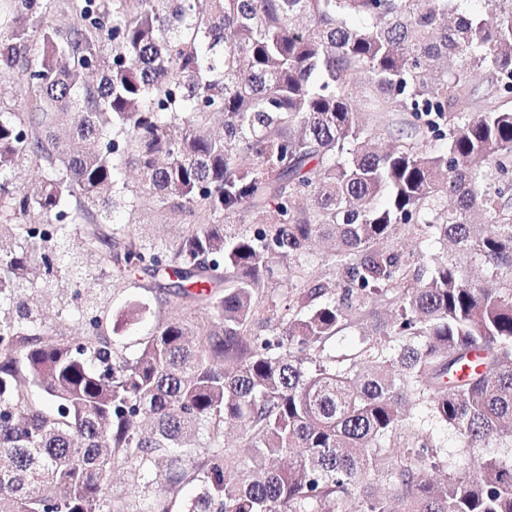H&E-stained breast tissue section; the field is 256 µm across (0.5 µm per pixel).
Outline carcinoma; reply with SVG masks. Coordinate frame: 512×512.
<instances>
[{"label": "carcinoma", "instance_id": "1", "mask_svg": "<svg viewBox=\"0 0 512 512\" xmlns=\"http://www.w3.org/2000/svg\"><path fill=\"white\" fill-rule=\"evenodd\" d=\"M137 2L0 0V81L23 103L0 111V512H134L106 492L115 470L172 490L142 512H512V452L437 480L404 415L418 401L463 447L512 449V109L468 115L484 73L512 94V0ZM360 75L368 111L422 118L411 136L443 149L376 152ZM25 157L41 177L22 188ZM129 166L192 221L177 243L103 223L138 210ZM241 211L260 227L227 229ZM411 224L454 254L411 269L376 248ZM74 233L121 280L172 270L195 316L157 319L128 356L76 291L82 336L51 338L40 311ZM316 237L339 296L303 264ZM274 255L298 268L280 333L258 336ZM385 291L394 321L332 355Z\"/></svg>", "mask_w": 512, "mask_h": 512}]
</instances>
